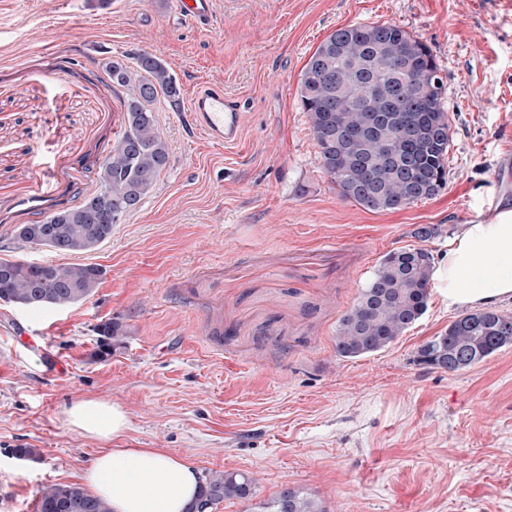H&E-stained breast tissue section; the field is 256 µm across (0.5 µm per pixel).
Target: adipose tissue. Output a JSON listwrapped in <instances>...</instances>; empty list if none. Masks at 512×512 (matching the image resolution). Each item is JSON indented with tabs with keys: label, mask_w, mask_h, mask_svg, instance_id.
<instances>
[{
	"label": "adipose tissue",
	"mask_w": 512,
	"mask_h": 512,
	"mask_svg": "<svg viewBox=\"0 0 512 512\" xmlns=\"http://www.w3.org/2000/svg\"><path fill=\"white\" fill-rule=\"evenodd\" d=\"M435 282L441 302L451 308L512 297V207L465 225L450 239ZM68 415L82 434L106 441L120 438L128 426L122 408L100 401H77ZM83 479L89 494L109 501L112 512H186L203 483L189 460L153 448L103 449Z\"/></svg>",
	"instance_id": "1"
}]
</instances>
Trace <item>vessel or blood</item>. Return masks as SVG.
<instances>
[{
	"label": "vessel or blood",
	"mask_w": 512,
	"mask_h": 512,
	"mask_svg": "<svg viewBox=\"0 0 512 512\" xmlns=\"http://www.w3.org/2000/svg\"><path fill=\"white\" fill-rule=\"evenodd\" d=\"M174 13L198 25H209L214 14V0H172ZM191 123L218 144H235L241 135L244 114L238 101L224 93L219 83L199 88L188 103Z\"/></svg>",
	"instance_id": "b4317fda"
}]
</instances>
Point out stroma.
<instances>
[{
  "mask_svg": "<svg viewBox=\"0 0 512 512\" xmlns=\"http://www.w3.org/2000/svg\"><path fill=\"white\" fill-rule=\"evenodd\" d=\"M385 22L431 48L451 142L438 195L374 212L324 172L298 88L331 33ZM142 50L181 101L222 83L244 108L240 142L214 144L159 101L171 165L111 239L83 254L21 240L18 225L95 190L123 115L102 65ZM509 202L512 0H214L208 27L171 0H0V258L103 271L66 308L0 301V512L81 483L105 443L70 425L78 400L126 412L120 447L255 478L251 500L212 512H261L286 487L319 512H512L511 345L456 372L419 364L460 315L433 294L387 349L335 351L340 317L384 255L419 244L413 228L443 225L424 244L438 260ZM110 319L126 333L100 359Z\"/></svg>",
  "mask_w": 512,
  "mask_h": 512,
  "instance_id": "35a3bbf8",
  "label": "stroma"
}]
</instances>
